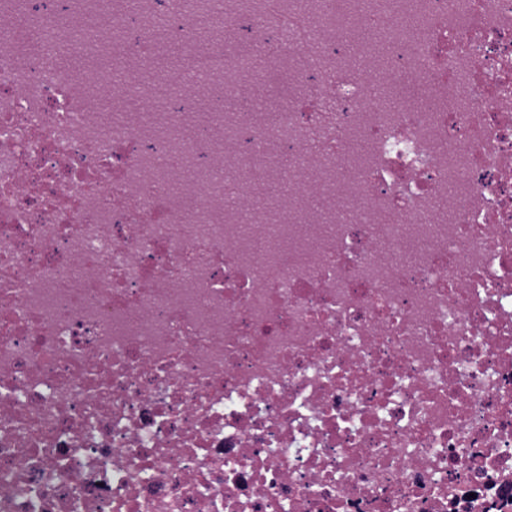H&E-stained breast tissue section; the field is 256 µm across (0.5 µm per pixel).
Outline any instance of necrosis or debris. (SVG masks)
<instances>
[{
    "mask_svg": "<svg viewBox=\"0 0 512 512\" xmlns=\"http://www.w3.org/2000/svg\"><path fill=\"white\" fill-rule=\"evenodd\" d=\"M36 2L0 512H512V0Z\"/></svg>",
    "mask_w": 512,
    "mask_h": 512,
    "instance_id": "4bbe7bcc",
    "label": "necrosis or debris"
}]
</instances>
